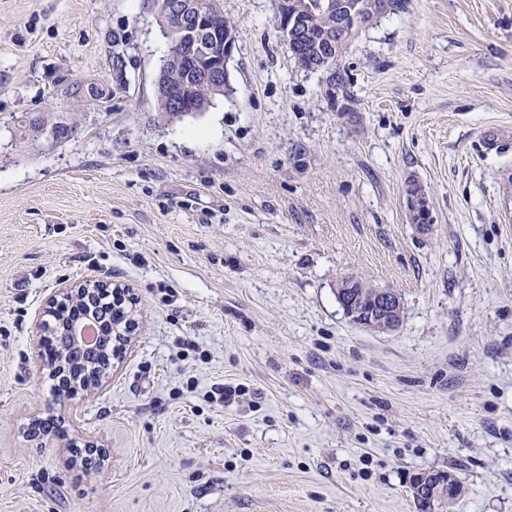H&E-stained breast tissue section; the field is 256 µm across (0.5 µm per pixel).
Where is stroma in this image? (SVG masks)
I'll list each match as a JSON object with an SVG mask.
<instances>
[{"instance_id": "1", "label": "stroma", "mask_w": 512, "mask_h": 512, "mask_svg": "<svg viewBox=\"0 0 512 512\" xmlns=\"http://www.w3.org/2000/svg\"><path fill=\"white\" fill-rule=\"evenodd\" d=\"M220 3L225 93L172 118L152 0H0V512H417L430 470L512 512V0H404L331 72L275 0ZM346 276L400 325L350 322ZM90 278L138 328L64 399L46 300ZM361 284L364 287L363 290L366 291V297L370 299L372 292L367 290L375 288V286L362 280ZM336 292L340 296V300L345 311L348 313V318L355 325L367 329H378L379 327L386 325V330H392L398 327V321H393L392 317L393 314L400 313L402 311V298L397 291L391 288L377 287L374 290L371 300H364L363 297H360L357 294L353 297L345 296L346 299H343L344 295L341 294V292ZM336 299L341 305L337 295Z\"/></svg>"}]
</instances>
